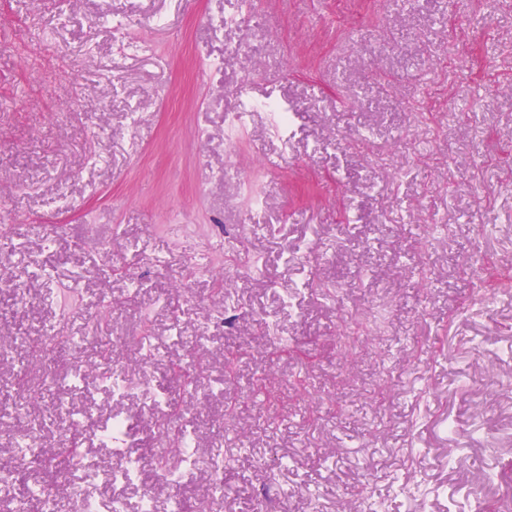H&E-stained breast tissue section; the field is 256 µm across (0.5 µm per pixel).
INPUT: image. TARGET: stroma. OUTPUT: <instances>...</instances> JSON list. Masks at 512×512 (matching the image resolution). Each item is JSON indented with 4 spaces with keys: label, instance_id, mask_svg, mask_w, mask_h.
<instances>
[{
    "label": "stroma",
    "instance_id": "obj_1",
    "mask_svg": "<svg viewBox=\"0 0 512 512\" xmlns=\"http://www.w3.org/2000/svg\"><path fill=\"white\" fill-rule=\"evenodd\" d=\"M239 7L0 0V278L27 297L0 292V336L65 313L79 342L57 358L62 374L116 337H151L150 360L123 352L139 393L67 396L97 417L133 415L136 452L180 471L168 485L145 466L126 512L147 491L156 512L175 494L209 500L207 473L183 470L143 412L142 389L190 357L197 381L176 397L200 453L227 461L221 512H254L274 480L280 512H360L365 486L384 512H474L470 486L492 500L512 483V0L492 13L484 0H253L215 32ZM255 21L274 38L255 41ZM281 56L287 68L266 72ZM243 86L288 102L292 127L271 133L261 111L226 131ZM358 96L367 105L351 110ZM245 251L265 279L234 265ZM203 256L209 272L188 275ZM31 259L55 280L27 279ZM132 271L150 281L135 297ZM217 310L226 326L204 330ZM354 322L372 341L337 356L336 331ZM276 336L290 356L269 357ZM20 371L41 378L19 342L0 362V460ZM410 443L415 496L391 484Z\"/></svg>",
    "mask_w": 512,
    "mask_h": 512
}]
</instances>
